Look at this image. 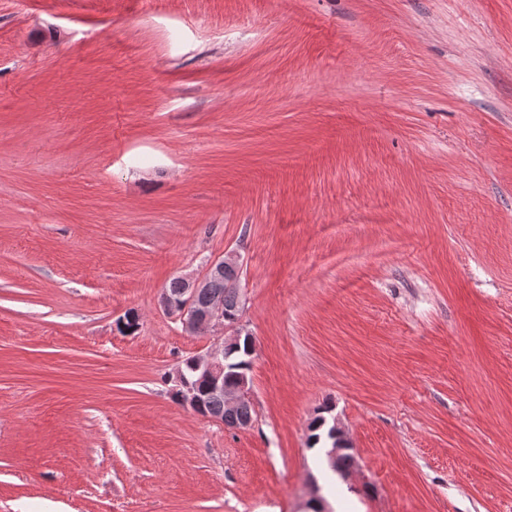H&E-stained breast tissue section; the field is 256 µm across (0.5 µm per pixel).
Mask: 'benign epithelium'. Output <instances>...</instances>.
Returning a JSON list of instances; mask_svg holds the SVG:
<instances>
[{
    "label": "benign epithelium",
    "instance_id": "7a95c632",
    "mask_svg": "<svg viewBox=\"0 0 512 512\" xmlns=\"http://www.w3.org/2000/svg\"><path fill=\"white\" fill-rule=\"evenodd\" d=\"M235 265V256L229 255L225 259H218L212 263L206 274L196 278H181L185 288L178 299H173L164 294L160 299V306L163 310L178 318L185 331L191 335L207 332L214 329H224V304L220 301H212L208 307L200 311L196 307V298L201 290L218 294L224 288V264ZM226 329L232 331V336L225 339L230 343L237 338L238 331L234 326ZM199 368L203 370L211 382L215 392L224 394L227 401H233L237 396L248 395L247 383H241L236 389L224 391V343L208 348L204 353L198 355Z\"/></svg>",
    "mask_w": 512,
    "mask_h": 512
}]
</instances>
